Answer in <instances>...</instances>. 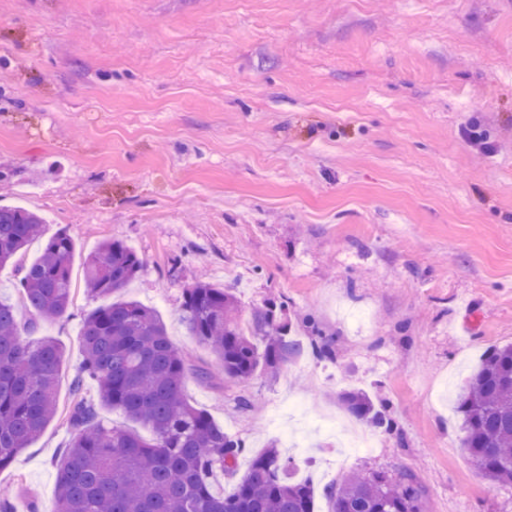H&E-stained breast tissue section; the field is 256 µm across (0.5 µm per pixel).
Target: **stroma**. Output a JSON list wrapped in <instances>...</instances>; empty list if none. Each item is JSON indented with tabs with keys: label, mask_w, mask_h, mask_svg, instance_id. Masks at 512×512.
Returning <instances> with one entry per match:
<instances>
[{
	"label": "stroma",
	"mask_w": 512,
	"mask_h": 512,
	"mask_svg": "<svg viewBox=\"0 0 512 512\" xmlns=\"http://www.w3.org/2000/svg\"><path fill=\"white\" fill-rule=\"evenodd\" d=\"M0 170L1 205L76 245L69 313L37 332L65 351L58 415L0 471L17 512H54L98 305L85 267L110 240L144 261L122 298L200 365L181 303L204 276L243 309L285 303L293 335L310 316L334 337V359L275 377L186 381L243 440L240 471L279 449L315 512L343 474L381 469L414 473L426 512H512L453 408L484 350L512 344V0H0ZM354 389L400 429L373 453L309 427L286 448L267 423L290 397L345 414Z\"/></svg>",
	"instance_id": "1"
}]
</instances>
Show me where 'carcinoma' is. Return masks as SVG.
<instances>
[{
  "label": "carcinoma",
  "mask_w": 512,
  "mask_h": 512,
  "mask_svg": "<svg viewBox=\"0 0 512 512\" xmlns=\"http://www.w3.org/2000/svg\"><path fill=\"white\" fill-rule=\"evenodd\" d=\"M46 220L22 207H0V269L19 274V304L0 300V469L37 439L57 414V379L64 354L50 339L25 343L40 322L61 318L73 288L75 243L60 228L40 255L20 260L44 235ZM143 266L120 241L99 245L85 281L97 307L82 323V365L73 379L67 422L70 440L60 454L56 512H315L314 491L289 476L290 461L268 448L252 461L230 495L218 478L236 474L244 444L184 397L188 377L209 371L176 349L156 312L136 301H109ZM266 303L243 315L230 289L199 280L183 295L182 313L208 347L224 378L239 384L258 372L275 374L306 350ZM97 397L82 394L85 381ZM346 410L370 428L394 431L386 408L363 391L341 395ZM119 409L149 426L153 437L100 419ZM461 446L476 469L497 486L512 485V345L493 346L456 400ZM330 512H424L425 491L411 473L348 475L326 488Z\"/></svg>",
  "instance_id": "cac0c4a2"
}]
</instances>
